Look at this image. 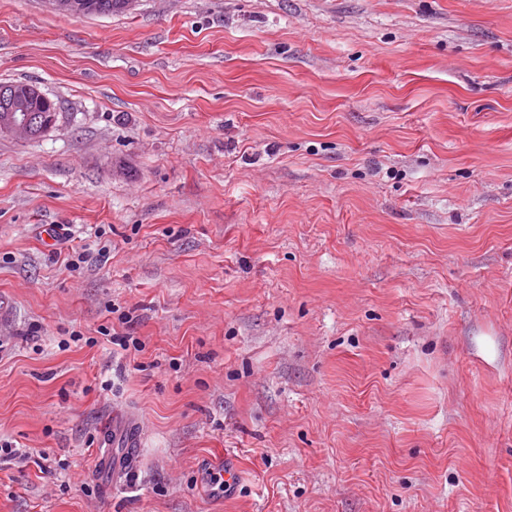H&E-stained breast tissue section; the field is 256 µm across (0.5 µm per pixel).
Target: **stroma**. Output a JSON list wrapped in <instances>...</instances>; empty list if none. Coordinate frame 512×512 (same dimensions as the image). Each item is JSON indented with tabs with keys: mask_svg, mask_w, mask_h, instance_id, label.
Returning <instances> with one entry per match:
<instances>
[{
	"mask_svg": "<svg viewBox=\"0 0 512 512\" xmlns=\"http://www.w3.org/2000/svg\"><path fill=\"white\" fill-rule=\"evenodd\" d=\"M17 81L0 512H512V0H0ZM69 0L61 3L59 0H46L45 2L54 10L68 9V13L73 16H79L83 12L84 4L87 12L83 15L91 14H112L122 13L132 1L128 0ZM10 86H15L17 89L20 90L21 95L25 98V104L18 103L17 99L15 98L14 103H9L10 95L7 94V87L3 86L1 84L0 88V118L5 119L10 114L9 112H16L19 114L20 112H32L35 113L33 116V122L31 127V135L29 136L30 131V116L28 114H23L15 118L11 119L5 124H2L0 121V133H8L9 135H12L13 137L24 140L27 138V140L37 138L43 134L42 126L44 121L48 120V117H50L51 113L55 114L56 120H57V112H35L32 111L27 107H36L41 110H46V105L44 102H42L40 94H42L36 85H33L30 82H15L11 84H7ZM26 88H28V91H26ZM20 93L17 95V97H20ZM43 95V94H42ZM26 140V139H25ZM114 435L119 437V441L124 446V452L115 458L114 463L108 452L102 455L100 461H103L105 465H110L113 475L118 477L126 469V465L132 462L140 448L141 430L131 426L123 428L118 433L114 432Z\"/></svg>",
	"mask_w": 512,
	"mask_h": 512,
	"instance_id": "1",
	"label": "stroma"
}]
</instances>
